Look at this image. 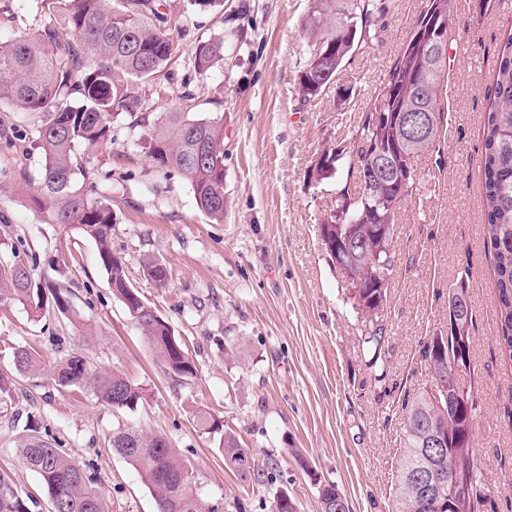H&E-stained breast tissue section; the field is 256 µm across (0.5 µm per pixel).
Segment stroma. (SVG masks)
<instances>
[{
	"mask_svg": "<svg viewBox=\"0 0 512 512\" xmlns=\"http://www.w3.org/2000/svg\"><path fill=\"white\" fill-rule=\"evenodd\" d=\"M384 4L345 62L340 81L352 95L343 105L333 86L307 103L298 91L314 0H217L203 11H176V62L131 90L154 118L177 106L202 118L223 113V222L197 208L178 173L152 166L140 128L121 123L112 143L84 149L87 182L112 193V251L131 286L185 341L194 376L165 373L109 288L95 242L43 223L15 191V181L39 183L40 150L0 145V259L10 260L15 247L33 279L62 271L74 306L67 316L46 308L35 321L22 304H0V370L12 379L11 398L0 405V471L20 491L43 497L18 455L33 422L93 465L111 512H157L138 472L108 446L123 426L167 437L192 466L199 496L223 512H271L283 492L297 512H319V479L339 487L351 512H391L401 403L426 383L421 350L447 325L448 290L462 277L481 403L475 458L494 512H512V364L495 342L481 173L484 111L512 9L477 18L473 0H456L454 41L467 51L450 57L443 133L413 161L415 190L394 226L396 265L381 314L388 335L373 366L361 340L365 322L320 240V224L336 208V182L311 181L308 172L325 146L349 138L383 89L421 0ZM213 34L224 37L223 66L191 77L196 39ZM153 260L167 266L166 286L147 276ZM17 347L36 349L49 367L79 353L92 369L138 384L145 398L117 412L90 389L11 372ZM199 409L253 451L263 481H242L225 467L218 437L197 426Z\"/></svg>",
	"mask_w": 512,
	"mask_h": 512,
	"instance_id": "35a3bbf8",
	"label": "stroma"
}]
</instances>
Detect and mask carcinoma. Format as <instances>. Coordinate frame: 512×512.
<instances>
[{
  "label": "carcinoma",
  "mask_w": 512,
  "mask_h": 512,
  "mask_svg": "<svg viewBox=\"0 0 512 512\" xmlns=\"http://www.w3.org/2000/svg\"><path fill=\"white\" fill-rule=\"evenodd\" d=\"M48 19L62 16L69 35L62 37L51 24L33 32H14L0 38V102L6 101L40 115L34 130L41 150L43 174L35 187H22L32 209L46 224H58L93 239L109 285L121 298L129 314L139 322L166 372L191 377L196 372L185 343L161 318L142 319L144 301L130 286L123 261L112 254V196H94L85 177L81 150L112 140L113 124L128 116L143 129L148 157L161 170L178 172L191 186L198 208L209 218L224 221V114L198 118L182 108L149 120L147 105L131 95L129 83L155 77L178 53L173 4L169 0H34ZM385 7L372 0H315L309 15V55L298 78L301 98L311 101L325 90L313 87L308 71L319 66L316 54L336 58L343 67L357 47L374 12ZM454 0H422L414 26L391 65L383 90L370 100L351 133L356 165L366 175L368 152L379 149L392 159L403 154L415 158L432 149L441 136L444 112L441 94L448 70V52L432 45L431 28L445 25L446 39L453 37ZM190 63L198 77L224 63V39L210 36L199 40ZM71 97L74 104L61 102ZM404 112H427L433 121L427 135L407 141L397 117ZM484 225L494 258L500 331V350L512 362V34L499 52L492 97L484 122ZM413 187L402 189L390 182L361 187L357 200H336V211L344 217L342 232L362 239L354 262L369 295L386 304L389 278L395 262L394 242L380 238L394 230L400 206ZM15 260L0 266V302L20 303L34 315L44 309V294L62 314H73L67 287L59 280L35 283L27 266ZM146 274L158 286L168 280L166 266L159 261L146 265ZM19 373L42 374L61 388L87 386L115 411H124L143 400L142 388L125 377L90 369L86 359L71 355L46 369L40 355L26 348L13 352ZM460 373L450 362H442L429 374L430 381L402 403L403 421L400 459L395 475L394 512H437L432 498L419 491L428 479L423 441L414 422L424 420L440 428L446 447L433 448L438 465L454 470L475 495L477 512H486L488 498L481 491L473 446L458 439L461 421L448 410L445 400H436L432 386L442 381L464 394L472 386L459 381ZM197 425L206 434H221L224 466L241 480H260L253 452L241 445L231 430L207 411L196 412ZM132 442L119 448L151 491L158 512H222V506L207 503L198 495L193 469L162 435H146L132 429L118 432ZM25 466L39 479L50 504V512H110L107 500L96 486L90 466L70 458L61 442L40 435L36 428L20 448ZM33 496L22 494L4 472H0V512H32Z\"/></svg>",
  "instance_id": "cac0c4a2"
}]
</instances>
